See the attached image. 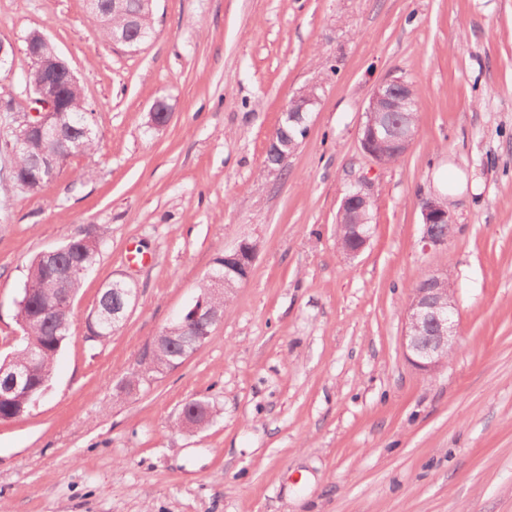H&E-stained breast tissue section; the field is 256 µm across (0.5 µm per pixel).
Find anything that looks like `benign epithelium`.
<instances>
[{
  "mask_svg": "<svg viewBox=\"0 0 512 512\" xmlns=\"http://www.w3.org/2000/svg\"><path fill=\"white\" fill-rule=\"evenodd\" d=\"M27 55L36 61L40 68L39 81L28 86L30 104L23 110L18 127L14 149L25 148L34 139L48 140L53 144V151L45 159L44 171L53 173L58 161L71 156L72 140L65 137L57 128L55 116L66 112L61 87L50 78V73L62 70L68 83H77V78L68 64L60 58L47 38L41 33H34L27 39ZM317 96L314 91L302 92L294 96L287 104L282 117L305 121L311 105ZM415 105L412 85L402 77H392L374 87L365 110L366 121L359 129V142L362 150L379 164L386 163L379 148L384 142L391 144L394 157H403L412 146L416 132L404 122L406 113L413 111ZM171 117L169 107L162 101H156L149 113V125L159 130L165 127ZM373 204V196L363 185L347 191L341 201L340 212H359ZM424 248L445 245L453 236L455 223L453 216L437 198L425 197L419 202ZM445 225V232H439L438 225ZM256 257V246L243 241L230 252L224 253V269L243 268L250 271ZM446 276L428 275V288H415L407 311L406 331L403 347L413 365L427 375L435 374L447 358L457 348L458 313L456 295L448 289V295L438 288ZM105 296L113 299L111 311L105 313L112 324H119L126 316L128 307L135 302L137 291L123 281L112 282V288ZM224 318V310L215 307L199 297L194 304L168 328L178 333L174 337L180 348V357L184 360L196 353L210 338L214 326ZM428 326L429 336H417L413 330ZM17 340L25 345L26 361L17 364L10 360L0 367V402L10 403L18 396L29 397L35 387L30 379V368L38 363L42 349L27 341L26 336Z\"/></svg>",
  "mask_w": 512,
  "mask_h": 512,
  "instance_id": "obj_1",
  "label": "benign epithelium"
}]
</instances>
